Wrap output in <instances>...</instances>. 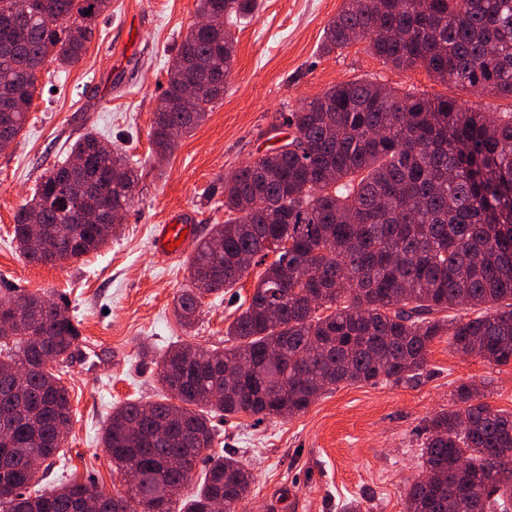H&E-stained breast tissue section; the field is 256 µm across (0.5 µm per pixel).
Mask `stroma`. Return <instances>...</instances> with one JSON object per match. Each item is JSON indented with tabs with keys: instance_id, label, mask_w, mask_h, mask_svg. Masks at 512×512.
Instances as JSON below:
<instances>
[{
	"instance_id": "1",
	"label": "stroma",
	"mask_w": 512,
	"mask_h": 512,
	"mask_svg": "<svg viewBox=\"0 0 512 512\" xmlns=\"http://www.w3.org/2000/svg\"><path fill=\"white\" fill-rule=\"evenodd\" d=\"M343 4L259 0L256 15L233 30L236 60L223 97L160 164L150 156L154 113L169 62L198 19V0H110L80 62L64 70L45 65L22 132L0 151V299L21 289L67 302L88 356L62 375L73 422L47 484L73 478L108 493L122 487L100 436L116 406L159 398L155 366L142 357V346L153 355L174 343L224 349L226 329L255 275L204 296L195 326L183 328L173 299L189 285V256L157 255L152 230L180 221L195 225L202 238L223 223L221 183L285 138L272 129L278 112L360 78L485 112H512L510 97L443 84L420 68H393L364 42L321 53L324 31ZM89 132L142 171L119 233L61 267L28 262L13 239L14 216L44 172ZM463 384L479 387L493 408L512 412V364L461 356L441 337L414 382L343 384L292 418L215 417L212 450L242 460L254 475L238 512H342L354 498L364 512H404V488L419 472L424 421L450 408Z\"/></svg>"
}]
</instances>
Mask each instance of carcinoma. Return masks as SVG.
<instances>
[{
    "mask_svg": "<svg viewBox=\"0 0 512 512\" xmlns=\"http://www.w3.org/2000/svg\"><path fill=\"white\" fill-rule=\"evenodd\" d=\"M108 2L28 0L16 23L0 24V140L14 142L24 127L33 68L77 64ZM258 8L200 0V15L225 22L193 26L170 61L150 135L157 160L224 95L230 26ZM360 41L386 65L512 98V0H345L321 51ZM189 84L200 91L190 112L181 107ZM279 119L293 130L290 149L224 180L228 217L199 242L190 286L174 298L190 328L205 295L265 266L226 329L232 346H169L155 361L163 399L121 404L103 428L112 466L134 471L135 483L112 494L77 481L32 489L46 473L29 460L57 456L72 422L69 391L50 366L72 361L79 331L66 306L40 295L0 302V512H175L205 457L203 484L183 512H206L218 498L238 512L254 476L239 459L209 454L215 416L292 417L332 386L411 381L441 336L462 355L512 363V113L358 79ZM70 154L87 157V173L72 176L68 160L53 166L15 215L14 239L30 262L75 261L111 235L103 224L60 223L42 205L49 195L85 185L88 210L124 211L134 199L138 170L111 143L86 134ZM34 210L39 236L29 230ZM483 397L461 385L455 408L426 419L405 512H512V412Z\"/></svg>",
    "mask_w": 512,
    "mask_h": 512,
    "instance_id": "carcinoma-1",
    "label": "carcinoma"
}]
</instances>
